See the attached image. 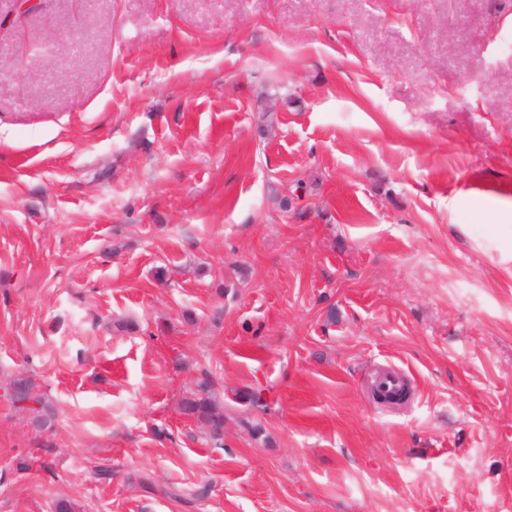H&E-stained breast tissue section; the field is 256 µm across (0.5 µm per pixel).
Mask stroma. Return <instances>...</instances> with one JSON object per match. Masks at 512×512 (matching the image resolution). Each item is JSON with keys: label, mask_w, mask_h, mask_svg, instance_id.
Listing matches in <instances>:
<instances>
[{"label": "stroma", "mask_w": 512, "mask_h": 512, "mask_svg": "<svg viewBox=\"0 0 512 512\" xmlns=\"http://www.w3.org/2000/svg\"><path fill=\"white\" fill-rule=\"evenodd\" d=\"M0 79V512H512V0H50ZM213 385L211 374L202 370L194 390L180 401V410L188 418L201 423L218 441L224 433V408L212 396ZM9 385L22 398H31L33 402L31 406L17 407L29 414L33 425L41 432L50 431L54 433L56 431V413L50 407L46 398L34 391L31 379L28 376L19 375Z\"/></svg>", "instance_id": "stroma-1"}]
</instances>
